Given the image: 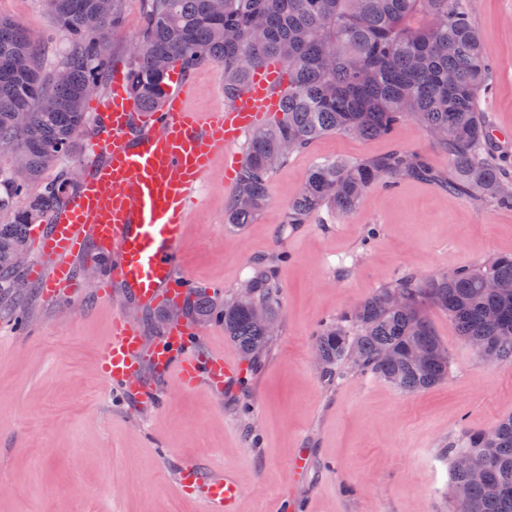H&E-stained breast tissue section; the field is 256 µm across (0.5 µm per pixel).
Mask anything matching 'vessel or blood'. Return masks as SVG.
Wrapping results in <instances>:
<instances>
[{
  "instance_id": "vessel-or-blood-1",
  "label": "vessel or blood",
  "mask_w": 512,
  "mask_h": 512,
  "mask_svg": "<svg viewBox=\"0 0 512 512\" xmlns=\"http://www.w3.org/2000/svg\"><path fill=\"white\" fill-rule=\"evenodd\" d=\"M282 77L274 68L257 71L240 98L215 112H195L187 102L194 85L177 75L160 111L140 113L122 73L112 76V93L96 102L94 131L85 153L92 171L78 192L48 218L39 241L41 265L30 268L29 280L47 298H56L74 281L72 260L93 251L105 264L96 283L99 297L113 288L126 289L143 306L175 300L194 283L177 273L174 258L184 239L194 192L205 183L216 156L243 135L280 113ZM191 330L170 325L164 339L146 347L139 327L118 318L99 352V371L109 383L149 397L145 368L174 376L180 386L206 381L214 388L234 380L237 363L214 353H190ZM182 488L203 499L210 512H237L241 488L232 475L201 478L181 473Z\"/></svg>"
}]
</instances>
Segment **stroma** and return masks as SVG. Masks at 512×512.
I'll return each instance as SVG.
<instances>
[{
    "label": "stroma",
    "instance_id": "1",
    "mask_svg": "<svg viewBox=\"0 0 512 512\" xmlns=\"http://www.w3.org/2000/svg\"><path fill=\"white\" fill-rule=\"evenodd\" d=\"M493 65L482 98L496 155L512 163V0H465ZM144 0H125L122 25L107 39L110 70L128 71L143 24ZM39 44L45 70L66 51L40 0H0ZM188 106H224L218 65L193 72ZM447 157L417 122L389 137L332 134L293 153L269 180V201L244 229L227 222L231 186L216 159L190 213L179 267L214 305L241 294L256 260L280 284L279 332L257 361L244 358L219 317L195 322L193 348L239 362V379L213 392L153 378V403L108 383L99 346L123 309L95 294L101 263L73 261L76 285L58 301L38 287L24 296L0 290V512H207L184 496L179 475L194 465L232 472L239 512H449V467L441 450L462 431H485L512 416V366L484 362L446 313L426 317L447 348L448 376L403 392L355 373L327 381L314 352L326 322L404 273L416 277L512 254V209L478 208L433 182L409 180L369 191L349 214L322 209L307 224L285 217L311 167L326 159L360 161L393 148ZM305 456L302 477L293 463Z\"/></svg>",
    "mask_w": 512,
    "mask_h": 512
}]
</instances>
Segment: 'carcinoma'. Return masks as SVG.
Masks as SVG:
<instances>
[{
	"mask_svg": "<svg viewBox=\"0 0 512 512\" xmlns=\"http://www.w3.org/2000/svg\"><path fill=\"white\" fill-rule=\"evenodd\" d=\"M70 50L61 70L45 75L38 45L19 24L0 18V157L20 152L21 169L0 167V289L19 280L15 256L27 252L31 225L41 222L78 188L66 164L86 127L85 101L107 66L105 41L121 26L124 0L86 27L98 0H41ZM148 0L131 52L130 89L141 109L158 110L173 73L214 62L224 71V98L235 101L250 75L272 61L288 81L283 117L251 133L246 160L228 208L242 228L268 202L270 174L288 158L331 133L387 137L408 120L419 122L447 157V176L426 154L402 149L374 158L328 160L310 170L288 208L286 223L306 224L323 207L351 212L372 187L404 179L437 181L479 205L512 207V180L494 158L492 130L480 109L491 90L490 60L460 0ZM424 16L418 26L409 24ZM55 179L31 195L50 170ZM245 287L250 302H224V334L250 360L272 340L279 284L264 262ZM431 304L448 313L458 335L494 364H512V255L440 272L404 275L325 324L314 347L327 380L349 371L370 374L405 392H419L448 375V351L423 315ZM428 352L424 365L410 353ZM448 458L450 512H512V417L487 431H465L442 449ZM472 460L470 471L456 458Z\"/></svg>",
	"mask_w": 512,
	"mask_h": 512,
	"instance_id": "cac0c4a2",
	"label": "carcinoma"
}]
</instances>
